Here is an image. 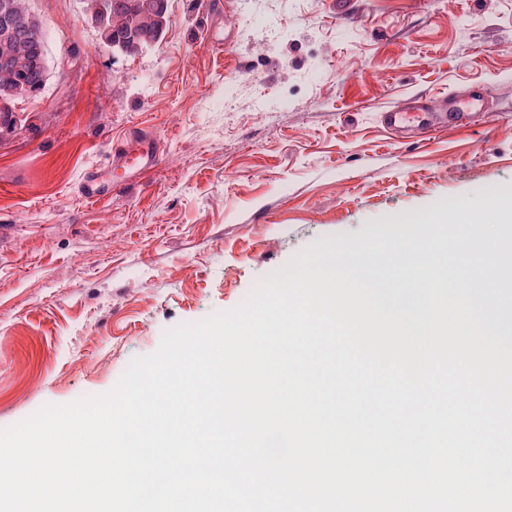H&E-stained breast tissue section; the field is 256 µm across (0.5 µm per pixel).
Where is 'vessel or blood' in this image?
<instances>
[{
	"instance_id": "1",
	"label": "vessel or blood",
	"mask_w": 512,
	"mask_h": 512,
	"mask_svg": "<svg viewBox=\"0 0 512 512\" xmlns=\"http://www.w3.org/2000/svg\"><path fill=\"white\" fill-rule=\"evenodd\" d=\"M472 115L461 105L459 95L442 97L439 107H431L428 100L413 97L405 106L385 110L380 114L384 126L394 133L409 132L416 141H424L435 132L456 128L463 129L470 125ZM162 146L152 136L133 137L111 150L112 172L124 181L141 176L159 167L162 163ZM80 193L88 201H100L110 196L111 185L90 172L84 177Z\"/></svg>"
}]
</instances>
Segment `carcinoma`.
I'll return each mask as SVG.
<instances>
[{
	"label": "carcinoma",
	"mask_w": 512,
	"mask_h": 512,
	"mask_svg": "<svg viewBox=\"0 0 512 512\" xmlns=\"http://www.w3.org/2000/svg\"><path fill=\"white\" fill-rule=\"evenodd\" d=\"M15 14L24 28L5 34L0 26V56L9 49L14 56L12 70L0 71V88L14 87L15 93H0V124H12L15 100L39 94L47 74L41 69L46 58L45 39H38L32 30L43 26L42 21L26 7V0H12ZM169 22L168 0H127L111 11L101 26L105 47L126 55H136L158 42Z\"/></svg>",
	"instance_id": "1"
}]
</instances>
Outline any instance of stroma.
Returning <instances> with one entry per match:
<instances>
[{
  "label": "stroma",
  "instance_id": "stroma-1",
  "mask_svg": "<svg viewBox=\"0 0 512 512\" xmlns=\"http://www.w3.org/2000/svg\"><path fill=\"white\" fill-rule=\"evenodd\" d=\"M48 76L0 126V429L111 390L180 325L237 308L301 251L392 249L472 211L512 222V0H169L162 40L103 49L85 0H28ZM222 38V48L211 44ZM478 116L418 143L384 109L466 95ZM144 134L161 166L100 202L89 170ZM485 301L512 299L480 238ZM80 193L88 201H100L112 195V182L107 185L96 172L87 173L84 177Z\"/></svg>",
  "mask_w": 512,
  "mask_h": 512
}]
</instances>
